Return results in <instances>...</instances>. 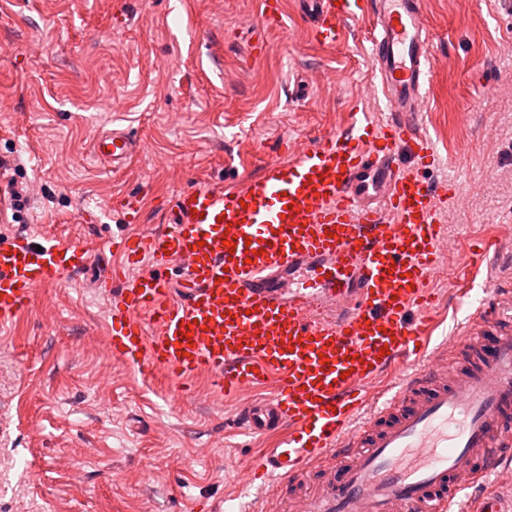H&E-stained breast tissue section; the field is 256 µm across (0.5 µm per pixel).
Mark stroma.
Returning a JSON list of instances; mask_svg holds the SVG:
<instances>
[{"mask_svg": "<svg viewBox=\"0 0 512 512\" xmlns=\"http://www.w3.org/2000/svg\"><path fill=\"white\" fill-rule=\"evenodd\" d=\"M424 2L437 65L422 123L433 179L455 180L440 222L461 270L469 245L512 223V0ZM280 9L263 28L260 0H0V156L35 189L23 223L0 202V240L49 231L95 247L132 233L116 207L130 193L161 226L177 191L258 176L341 131L355 103L378 111L360 95L364 22L327 47L295 38L298 0ZM114 99L120 111L102 109ZM113 126L145 144L121 169L91 155ZM97 274L64 275L0 328V512H196L234 497L262 446L238 434L239 401L214 402L203 374L179 384L112 360ZM473 288L512 291V246L487 253Z\"/></svg>", "mask_w": 512, "mask_h": 512, "instance_id": "1", "label": "stroma"}]
</instances>
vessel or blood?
Returning <instances> with one entry per match:
<instances>
[{
	"mask_svg": "<svg viewBox=\"0 0 512 512\" xmlns=\"http://www.w3.org/2000/svg\"><path fill=\"white\" fill-rule=\"evenodd\" d=\"M302 2L322 45L370 20L367 91L401 120L356 111L258 177L178 191L167 226L112 245L126 264L96 282L118 289L106 349L176 381L208 373L214 397L269 389L237 415L278 439L246 468L258 497L238 512H447L474 485V512H512L493 490L512 484V301L477 305L459 336L430 343L427 284L455 244L439 222L450 183L419 173L433 156L417 119L435 62L423 0ZM139 150L126 130L94 141L116 168ZM91 261L44 235L0 241V325ZM397 366L406 375L377 391Z\"/></svg>",
	"mask_w": 512,
	"mask_h": 512,
	"instance_id": "1",
	"label": "vessel or blood"
}]
</instances>
